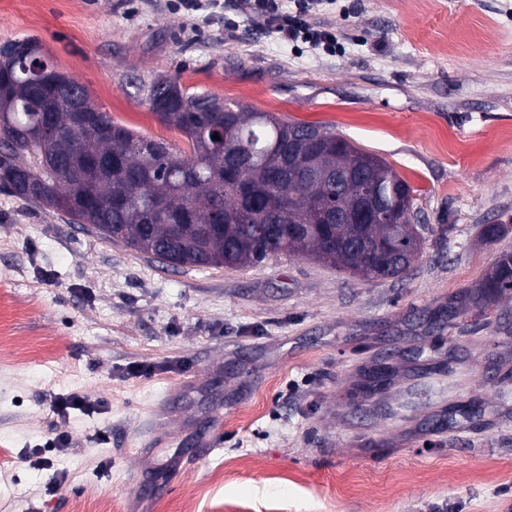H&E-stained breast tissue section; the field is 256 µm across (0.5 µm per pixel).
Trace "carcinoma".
<instances>
[{
    "instance_id": "obj_1",
    "label": "carcinoma",
    "mask_w": 512,
    "mask_h": 512,
    "mask_svg": "<svg viewBox=\"0 0 512 512\" xmlns=\"http://www.w3.org/2000/svg\"><path fill=\"white\" fill-rule=\"evenodd\" d=\"M34 59L0 46V71L10 79L9 98L0 107L10 140L0 141V188L14 197L50 205L72 224H87L100 237L144 254L166 267L240 268L289 252L288 232L302 241L294 253L312 256L365 281L399 279L410 269L406 256H419L423 237L414 221L409 184L382 157L317 124L283 120L269 112L247 111L205 92L190 93L179 81L156 79L145 103L160 121L183 132L192 146L182 155L161 139H147L115 122L98 107L100 127L78 124L68 109L71 90L86 88L44 57L35 38L26 39ZM160 92L164 111L151 101ZM52 110V157L24 136L40 114ZM219 139H213V135ZM84 158H110L112 168L85 185L66 175ZM366 171L386 209L401 221L389 224H308L312 215L352 212L359 187L336 174H350L365 158ZM43 183L32 195L28 180ZM512 291V253L500 254L494 274L458 306Z\"/></svg>"
}]
</instances>
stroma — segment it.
<instances>
[{
	"instance_id": "35a3bbf8",
	"label": "stroma",
	"mask_w": 512,
	"mask_h": 512,
	"mask_svg": "<svg viewBox=\"0 0 512 512\" xmlns=\"http://www.w3.org/2000/svg\"><path fill=\"white\" fill-rule=\"evenodd\" d=\"M172 2L0 0V44L38 39L96 106L182 154L144 102L160 77L333 130L411 186L422 253L383 282L289 254L164 268L1 190L0 512H512V297L434 323L512 252V230L479 234L512 227V0H324L333 55L255 29L237 0L218 22ZM69 393L99 410L58 417ZM54 429L71 448L46 447Z\"/></svg>"
}]
</instances>
